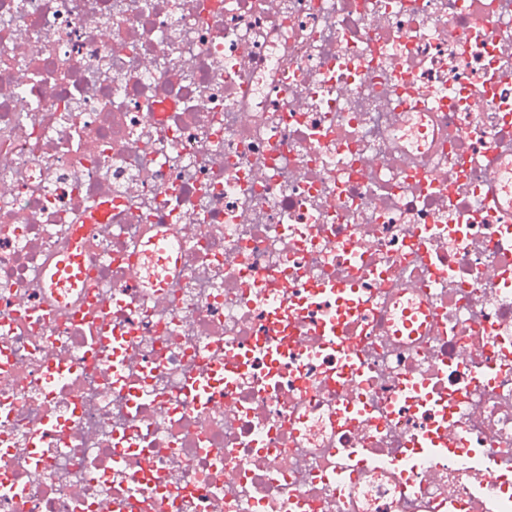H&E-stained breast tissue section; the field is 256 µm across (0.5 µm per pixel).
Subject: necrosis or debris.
<instances>
[{
    "label": "necrosis or debris",
    "mask_w": 512,
    "mask_h": 512,
    "mask_svg": "<svg viewBox=\"0 0 512 512\" xmlns=\"http://www.w3.org/2000/svg\"><path fill=\"white\" fill-rule=\"evenodd\" d=\"M0 52V512H512V0H0ZM88 250V242L81 229L74 236L70 250L56 263L54 270L46 276L50 288L57 284L69 286V288H81L86 286V269L84 256Z\"/></svg>",
    "instance_id": "4bbe7bcc"
}]
</instances>
